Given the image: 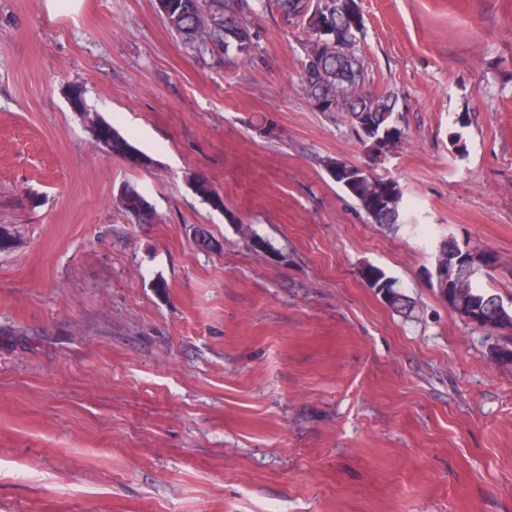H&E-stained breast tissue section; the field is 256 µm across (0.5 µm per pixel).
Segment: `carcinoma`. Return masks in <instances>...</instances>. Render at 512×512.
Wrapping results in <instances>:
<instances>
[{
	"label": "carcinoma",
	"mask_w": 512,
	"mask_h": 512,
	"mask_svg": "<svg viewBox=\"0 0 512 512\" xmlns=\"http://www.w3.org/2000/svg\"><path fill=\"white\" fill-rule=\"evenodd\" d=\"M275 6L289 21H300L313 36L310 50L302 67V88L314 105L322 112L345 108L356 130H361L364 119H370L378 133H393L399 129L395 113L396 99L390 94H373L357 81L360 73L355 57L330 50L314 40L322 28L337 31L346 37L351 19L345 11L346 0H177V7L164 14V19L174 33L191 45L206 51L220 50L223 54L247 57L253 44L246 28V18L259 7ZM97 144L112 155L123 158L134 166L150 163L148 156L102 121L92 126ZM329 174L344 192L365 211L372 223L398 230L406 225V206L402 193L393 181L382 178H364L347 185L342 173L348 163L330 159L326 164ZM195 193L213 208L224 209V198L204 177L193 179ZM120 202L125 211L134 215L140 224H152L156 215L145 197L132 187L124 188ZM488 275L485 270L459 267L457 279L460 287L453 300V307L463 315L477 309L485 321L480 328L512 331V309L500 297L479 284Z\"/></svg>",
	"instance_id": "1"
}]
</instances>
